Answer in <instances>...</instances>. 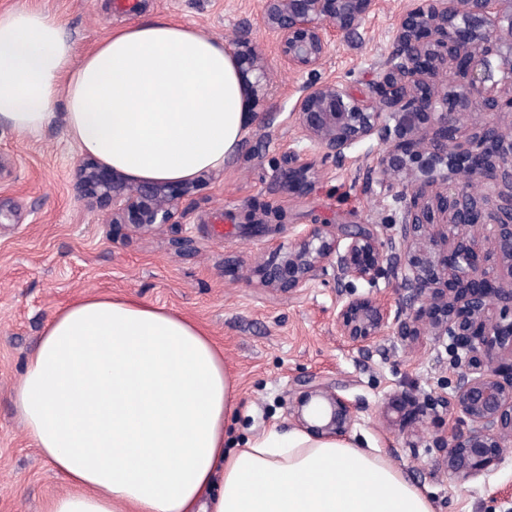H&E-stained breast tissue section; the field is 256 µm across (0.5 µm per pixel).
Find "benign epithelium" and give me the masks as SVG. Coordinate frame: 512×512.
<instances>
[{"label":"benign epithelium","instance_id":"7a95c632","mask_svg":"<svg viewBox=\"0 0 512 512\" xmlns=\"http://www.w3.org/2000/svg\"><path fill=\"white\" fill-rule=\"evenodd\" d=\"M376 0H263L259 32L294 72H314L327 58L331 34H351ZM254 106L267 96V65L240 36L229 44ZM494 118L460 134L470 115ZM293 116L315 152L283 149L276 168L282 189L312 185L328 160L376 140L384 149L369 164L376 183L403 204L401 219L381 241L374 224L341 233L311 224L278 248L273 262H255L258 284L297 293L322 276L348 284L392 277L409 293L405 308L372 294L351 293L336 307V329L366 347L387 336L413 346L423 336L449 340L452 394L415 404L443 412L448 429L432 447L448 478L486 475L512 450V0H408L394 51L368 93L339 80L303 88ZM82 196L112 206L137 232L179 223V205L165 183L131 187L118 171L88 156L78 169ZM479 182L482 199L468 190ZM508 183V194L500 186ZM302 429L344 436L354 411L338 392L308 381L289 401Z\"/></svg>","mask_w":512,"mask_h":512}]
</instances>
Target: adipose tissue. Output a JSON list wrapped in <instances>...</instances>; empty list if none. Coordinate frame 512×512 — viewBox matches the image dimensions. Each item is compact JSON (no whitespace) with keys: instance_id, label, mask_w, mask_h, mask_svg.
Here are the masks:
<instances>
[{"instance_id":"1","label":"adipose tissue","mask_w":512,"mask_h":512,"mask_svg":"<svg viewBox=\"0 0 512 512\" xmlns=\"http://www.w3.org/2000/svg\"><path fill=\"white\" fill-rule=\"evenodd\" d=\"M57 120L130 181L183 182L239 148L247 87L224 41L164 17L81 55L56 17L1 12L0 123L27 134ZM14 393L70 486L47 512H434L401 470L348 439L272 428L225 449L238 392L222 353L192 321L133 297L57 311Z\"/></svg>"}]
</instances>
